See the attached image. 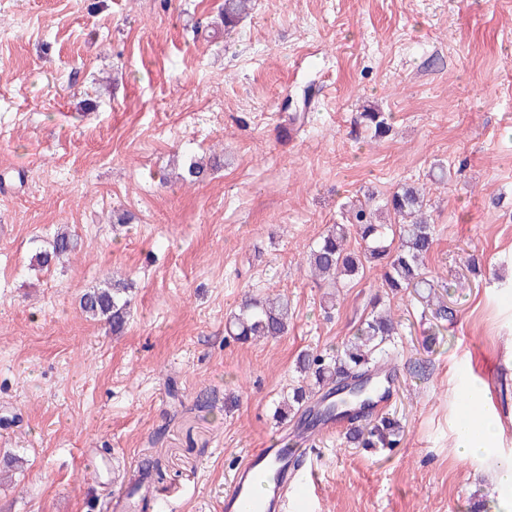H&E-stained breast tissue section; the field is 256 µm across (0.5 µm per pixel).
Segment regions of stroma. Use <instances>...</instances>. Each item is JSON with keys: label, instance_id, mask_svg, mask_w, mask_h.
Masks as SVG:
<instances>
[{"label": "stroma", "instance_id": "stroma-1", "mask_svg": "<svg viewBox=\"0 0 512 512\" xmlns=\"http://www.w3.org/2000/svg\"><path fill=\"white\" fill-rule=\"evenodd\" d=\"M224 0H0V512H133L91 467L159 462L150 512H220L235 468L275 431L305 349L340 345L383 293L365 265L331 313L310 246L353 205L428 190L426 271L456 314L417 295L399 323L384 413L397 448L310 433L305 512H500L512 460V0H256L232 34ZM392 127L373 138L364 109ZM219 156L204 181L189 160ZM447 182H438L440 169ZM68 261L33 266L60 227ZM132 281L127 329L81 294ZM288 296L285 335L224 325L244 293ZM436 335L431 349L422 346ZM483 399L465 411L467 395ZM494 417L481 458L466 422ZM95 509H88V501ZM498 430L497 423L486 418L485 421L477 426L475 431L462 433L459 447L461 452L466 456H481L488 453L492 441L494 440Z\"/></svg>", "mask_w": 512, "mask_h": 512}]
</instances>
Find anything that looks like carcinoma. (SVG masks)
<instances>
[{"instance_id": "1", "label": "carcinoma", "mask_w": 512, "mask_h": 512, "mask_svg": "<svg viewBox=\"0 0 512 512\" xmlns=\"http://www.w3.org/2000/svg\"><path fill=\"white\" fill-rule=\"evenodd\" d=\"M253 10V0H224V32L229 34ZM366 127L379 137L389 130L381 112H362ZM424 190L406 185L394 192L385 209L402 224H379L375 213L360 205L348 224H333L310 250L309 273L329 289L323 307L332 310L336 295L330 289L341 279H353L363 271L364 263H384V286L392 293L413 290L430 310L432 318L448 320L453 308L435 291L433 280L426 276L424 259L433 250L435 238L424 211ZM361 240V250L347 247L351 232ZM77 249V240L68 231L57 232L39 247L33 261L49 268ZM131 284L110 278L83 293L80 309L92 318L103 320L117 335L124 331L129 316ZM381 297L372 302L371 315L357 327L354 336L336 348L305 350L297 359L301 384L294 388L291 400L279 407L278 414L291 416L314 427L328 420L356 422L370 415L381 387L382 371L392 365L387 342L398 334V322L390 312L377 310ZM290 306L288 297H248L225 324L226 335L242 342L273 338L288 331ZM400 426L397 420L381 416L365 427L350 429L348 439L362 448H394Z\"/></svg>"}]
</instances>
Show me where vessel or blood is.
Instances as JSON below:
<instances>
[{"mask_svg": "<svg viewBox=\"0 0 512 512\" xmlns=\"http://www.w3.org/2000/svg\"><path fill=\"white\" fill-rule=\"evenodd\" d=\"M307 441L298 433L250 451L224 492L222 512H304L308 491L292 479L291 446Z\"/></svg>", "mask_w": 512, "mask_h": 512, "instance_id": "obj_1", "label": "vessel or blood"}]
</instances>
